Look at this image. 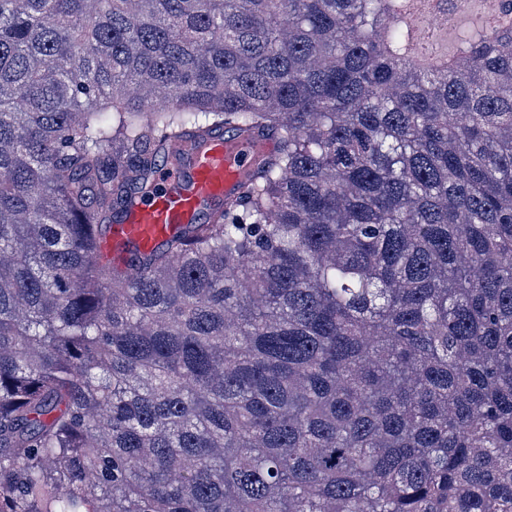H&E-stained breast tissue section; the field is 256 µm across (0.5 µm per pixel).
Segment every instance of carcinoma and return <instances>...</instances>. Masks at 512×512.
Here are the masks:
<instances>
[{"label":"carcinoma","mask_w":512,"mask_h":512,"mask_svg":"<svg viewBox=\"0 0 512 512\" xmlns=\"http://www.w3.org/2000/svg\"><path fill=\"white\" fill-rule=\"evenodd\" d=\"M0 0V512H512V25ZM275 151L134 280L169 144Z\"/></svg>","instance_id":"1"}]
</instances>
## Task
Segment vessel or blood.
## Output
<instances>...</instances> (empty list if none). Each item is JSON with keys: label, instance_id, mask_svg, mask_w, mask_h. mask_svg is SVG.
Here are the masks:
<instances>
[{"label": "vessel or blood", "instance_id": "b4317fda", "mask_svg": "<svg viewBox=\"0 0 512 512\" xmlns=\"http://www.w3.org/2000/svg\"><path fill=\"white\" fill-rule=\"evenodd\" d=\"M273 150L271 140L248 134L172 143L173 164L157 173L150 196L115 217L99 253L122 265L129 249L151 250L186 225L205 222L241 194L247 173Z\"/></svg>", "mask_w": 512, "mask_h": 512}]
</instances>
